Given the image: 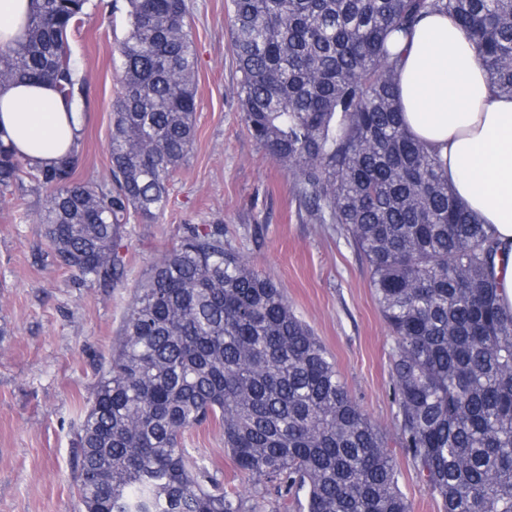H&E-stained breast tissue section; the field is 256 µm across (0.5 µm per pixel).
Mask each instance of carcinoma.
<instances>
[{
	"instance_id": "cac0c4a2",
	"label": "carcinoma",
	"mask_w": 512,
	"mask_h": 512,
	"mask_svg": "<svg viewBox=\"0 0 512 512\" xmlns=\"http://www.w3.org/2000/svg\"><path fill=\"white\" fill-rule=\"evenodd\" d=\"M26 38L0 51V86L49 78L88 108L69 43L89 0H35ZM115 50L111 176L75 179L0 138V192L26 174L36 223L85 286L121 277L125 224L152 221L195 140L198 55L186 0H127ZM470 32L512 96V0H230L241 119L292 174L306 212L335 224L371 272L393 341L394 429L351 397L282 288L224 238L189 227L153 263L76 433L78 512H258L183 448L209 421L237 469L306 492V512H411L390 450H404L444 512H512V312L496 248L401 119L394 45L432 12Z\"/></svg>"
}]
</instances>
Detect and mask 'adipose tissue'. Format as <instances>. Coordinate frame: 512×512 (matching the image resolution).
<instances>
[{
  "mask_svg": "<svg viewBox=\"0 0 512 512\" xmlns=\"http://www.w3.org/2000/svg\"><path fill=\"white\" fill-rule=\"evenodd\" d=\"M34 0H0V49L22 39ZM403 120L447 165L448 185L495 242L502 305L512 311V97L498 93L467 31L424 17L398 44ZM82 121L50 80L0 87V130L16 154L49 167L72 154Z\"/></svg>",
  "mask_w": 512,
  "mask_h": 512,
  "instance_id": "1",
  "label": "adipose tissue"
}]
</instances>
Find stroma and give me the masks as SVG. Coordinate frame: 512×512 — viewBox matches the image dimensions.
<instances>
[{"label":"stroma","instance_id":"stroma-1","mask_svg":"<svg viewBox=\"0 0 512 512\" xmlns=\"http://www.w3.org/2000/svg\"><path fill=\"white\" fill-rule=\"evenodd\" d=\"M198 52L195 144L168 186L155 221L130 219L123 282L85 287L57 265L35 216L45 203L30 179L0 198V512H77L71 425L93 400L121 336L132 293L156 257L193 224L223 222L224 236L259 273L284 290L336 361L353 399L375 422L393 424L392 339L370 286V271L335 225L302 207L292 176L241 120L240 74L228 49L229 0H187ZM128 29L127 0H90L69 43L90 86L75 176L110 175L112 102L121 90L112 53ZM184 446L225 483L258 488L261 512H299L271 483L252 485L224 451L218 426L198 427ZM399 487L412 512H443L403 450Z\"/></svg>","mask_w":512,"mask_h":512}]
</instances>
